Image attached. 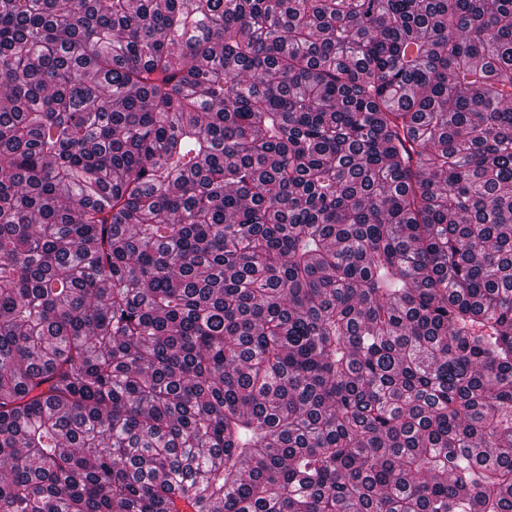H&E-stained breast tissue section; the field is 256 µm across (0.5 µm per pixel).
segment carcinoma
<instances>
[{"mask_svg":"<svg viewBox=\"0 0 512 512\" xmlns=\"http://www.w3.org/2000/svg\"><path fill=\"white\" fill-rule=\"evenodd\" d=\"M0 512H512V0H0Z\"/></svg>","mask_w":512,"mask_h":512,"instance_id":"carcinoma-1","label":"carcinoma"}]
</instances>
